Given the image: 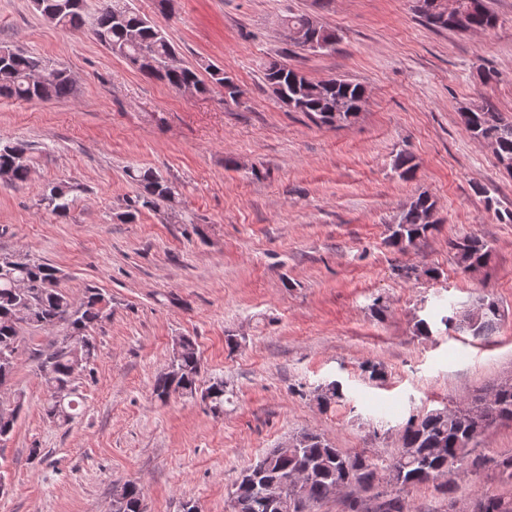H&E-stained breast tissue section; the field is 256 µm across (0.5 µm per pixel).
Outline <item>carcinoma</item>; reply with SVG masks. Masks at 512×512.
<instances>
[{
    "instance_id": "1",
    "label": "carcinoma",
    "mask_w": 512,
    "mask_h": 512,
    "mask_svg": "<svg viewBox=\"0 0 512 512\" xmlns=\"http://www.w3.org/2000/svg\"><path fill=\"white\" fill-rule=\"evenodd\" d=\"M414 11L428 26L448 28V18L440 8L441 0H413ZM473 9V25L480 31L496 24L486 0H461ZM33 6L43 16L57 15L56 25L69 30L89 26L95 39L113 54L130 62L139 61L138 70L151 79L167 83L180 90L191 87L205 92L213 84L224 88L229 99H235L232 78L224 70L211 64L205 67L210 84H205L196 70L168 61L176 54L163 28L154 20L141 15L129 5V0H98L94 12L87 10V0H35ZM290 27L305 28L315 34L322 32L328 45L321 51L336 48L338 37L316 19L307 15H291L283 19ZM265 81L272 94L289 110L301 112L315 125L322 127L336 123L333 109L341 104V120L355 118L363 107L366 89L360 83L342 78L313 81L303 73L279 61H271L265 68ZM73 81L66 70L47 62L43 57L17 47H0V97L20 101L64 99L73 94ZM462 123L470 137L495 145L499 162H512V122H506L488 103L466 107L461 111ZM30 145L24 140L0 141V171L9 175L8 183L22 184L31 175ZM393 168L405 179L415 176L417 165L411 153L400 151L395 155ZM128 178L140 193L131 207L142 206L159 211L179 196V187L171 179L151 168H129ZM42 200L51 213L65 218L73 207L71 187L56 183L47 188ZM436 204L434 198L419 193L400 214L398 222L390 227L388 243L400 251L416 247L434 224H423L420 215ZM458 265L467 272L485 267L491 259L492 248L477 237H464L450 242ZM14 263L0 268V386L13 376L22 349L24 326L44 330L63 328L55 349L41 358L47 398L46 415L56 421L68 422L76 409V401L61 403L55 390L65 388L73 395V382L91 371L97 356V346L92 331L112 315V307L96 288L85 290L79 304L58 287L56 268L28 254L12 255ZM499 307L488 298L480 297L462 318L457 314L443 315L440 323L446 327L486 339L496 331ZM201 358L195 341L189 336L180 337L178 348L165 371L153 383L152 393L165 401L172 395L200 396L208 401L210 409L224 412L226 390L224 381L216 379L203 388L200 384ZM324 398L318 401L323 407L342 399V384L331 381L325 384ZM22 396L0 404V442L10 439L22 409ZM487 423L433 409L423 415L412 416L401 431L399 454L389 461L364 452L347 453L330 444L324 436L301 432L289 448H272L251 464L235 485L233 496L241 505L240 512H280L271 499L269 489L279 486L282 480L295 471L304 473L301 484L288 489V512H311V505L328 499L336 493V485L345 484L360 494L367 493L380 484L385 489L376 492L380 499L372 512H408L402 492L429 482H453L448 471L449 460L467 464L470 472L483 469L488 460L474 454L473 444L481 435L484 425L512 422V386H497L494 403L481 410ZM112 512H145L144 491L140 484L126 481L117 485L112 494ZM477 512H512V500L495 494H486L477 505Z\"/></svg>"
}]
</instances>
